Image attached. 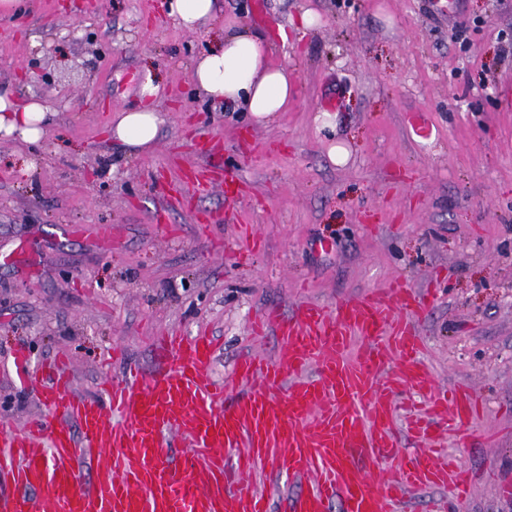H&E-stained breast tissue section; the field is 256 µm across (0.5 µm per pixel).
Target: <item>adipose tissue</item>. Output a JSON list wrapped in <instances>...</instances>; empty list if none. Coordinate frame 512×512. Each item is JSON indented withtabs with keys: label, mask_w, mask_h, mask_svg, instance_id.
Instances as JSON below:
<instances>
[{
	"label": "adipose tissue",
	"mask_w": 512,
	"mask_h": 512,
	"mask_svg": "<svg viewBox=\"0 0 512 512\" xmlns=\"http://www.w3.org/2000/svg\"><path fill=\"white\" fill-rule=\"evenodd\" d=\"M193 78L205 95L242 103L259 122L285 111L294 95L287 70L271 63L265 40L246 31L225 34L222 43L196 61ZM158 92L157 84L146 81L141 88L143 106L117 112L110 126L111 138L130 147L154 143L163 123L151 105ZM48 112V106L39 99L20 102L0 93V135H15L24 143H36L45 134Z\"/></svg>",
	"instance_id": "1"
}]
</instances>
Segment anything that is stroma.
<instances>
[{
	"label": "stroma",
	"mask_w": 512,
	"mask_h": 512,
	"mask_svg": "<svg viewBox=\"0 0 512 512\" xmlns=\"http://www.w3.org/2000/svg\"><path fill=\"white\" fill-rule=\"evenodd\" d=\"M168 2L70 14L25 0L0 15V90L52 109L39 143L0 137V420L48 412L16 378L17 346L34 372L69 357L76 390L95 397L122 371L100 362L113 342L150 370L149 337L205 329L221 379L244 354L278 356L275 336L249 332L264 309L399 280L436 293L419 324L436 382L482 402L445 441L474 477L449 512H512V0H217L195 32ZM307 10L319 25L297 28ZM244 28L297 84L265 123L193 81L195 62ZM150 78L164 119L154 146L111 140L114 112L141 106ZM325 111L335 129L320 126ZM333 144L346 164L330 161ZM203 164L215 183L198 194ZM227 175L240 196L225 195ZM105 224L109 243L95 234ZM241 224L264 253L250 254Z\"/></svg>",
	"instance_id": "35a3bbf8"
}]
</instances>
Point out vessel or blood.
<instances>
[{"mask_svg":"<svg viewBox=\"0 0 512 512\" xmlns=\"http://www.w3.org/2000/svg\"><path fill=\"white\" fill-rule=\"evenodd\" d=\"M389 293L265 309L251 331L277 336L281 357L242 356L225 384L206 332L157 336L148 372L113 345L111 362L126 368L101 400L75 392L65 357L42 366L50 414L0 424V512H270L255 481L266 472L295 485L284 512H399L445 486L468 497L473 476L438 455L433 425L467 426L480 401L465 386L437 388L422 360L413 321L431 290ZM230 383L248 390L228 406ZM400 391L426 400V415L406 424L422 442L413 450L393 434ZM381 464L396 477L378 490L370 469Z\"/></svg>","mask_w":512,"mask_h":512,"instance_id":"obj_1","label":"vessel or blood"}]
</instances>
